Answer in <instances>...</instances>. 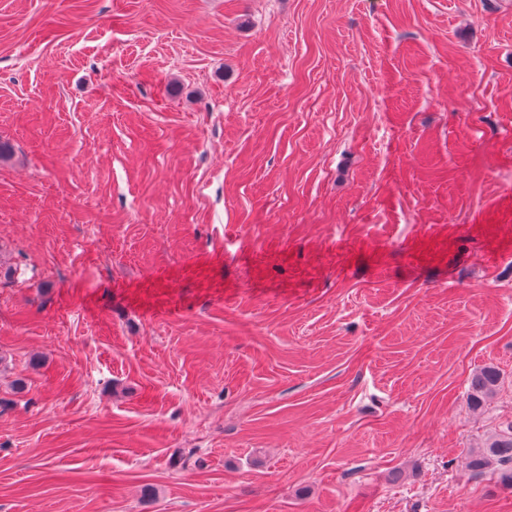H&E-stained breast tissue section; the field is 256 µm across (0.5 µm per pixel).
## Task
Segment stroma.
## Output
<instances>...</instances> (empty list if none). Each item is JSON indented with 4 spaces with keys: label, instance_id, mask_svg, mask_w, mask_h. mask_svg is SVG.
<instances>
[{
    "label": "stroma",
    "instance_id": "35a3bbf8",
    "mask_svg": "<svg viewBox=\"0 0 512 512\" xmlns=\"http://www.w3.org/2000/svg\"><path fill=\"white\" fill-rule=\"evenodd\" d=\"M0 141V512H512V0H0ZM502 375L493 365L477 371L470 380L468 398L474 408H477L492 397L501 383ZM468 468L473 473L497 469L501 486L512 489V422L490 437L484 448L469 451Z\"/></svg>",
    "mask_w": 512,
    "mask_h": 512
}]
</instances>
